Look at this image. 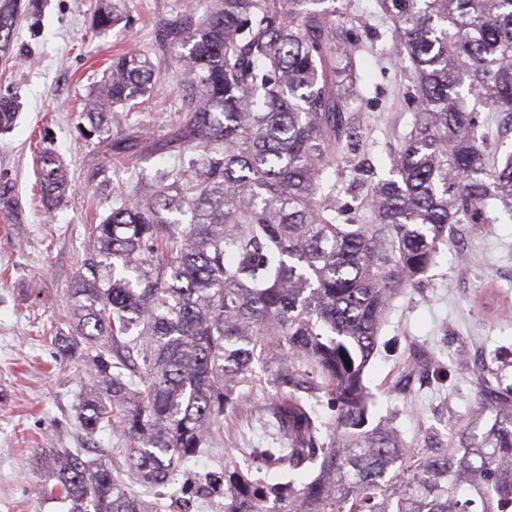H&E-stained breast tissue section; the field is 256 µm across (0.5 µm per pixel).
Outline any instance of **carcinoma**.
<instances>
[{"mask_svg":"<svg viewBox=\"0 0 512 512\" xmlns=\"http://www.w3.org/2000/svg\"><path fill=\"white\" fill-rule=\"evenodd\" d=\"M127 0H101L97 31ZM177 29L181 115L143 149L179 164L142 173L90 227L94 250L68 288V332L51 343L82 359L78 408L88 437L110 427L112 466L62 448L45 455L36 493L67 512H512L509 365L473 362L479 403L460 450L404 438L373 418L365 383L393 298L436 264L457 224L512 218V0H210ZM18 0H0V57ZM392 31L362 41L360 28ZM409 62L410 129L389 151L390 178L361 207L336 205L367 172L358 55ZM156 86L149 59L112 58L80 112L84 135L125 121ZM472 95L484 116L463 105ZM0 94V133L17 119ZM333 170L336 179L325 177ZM67 173L41 157L39 189L59 202ZM350 363H345L343 356ZM276 386L265 407L281 448H244L195 471L224 417L252 394L255 367ZM406 368L442 382L431 356Z\"/></svg>","mask_w":512,"mask_h":512,"instance_id":"cac0c4a2","label":"carcinoma"}]
</instances>
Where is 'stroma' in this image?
Returning <instances> with one entry per match:
<instances>
[{
    "instance_id": "1",
    "label": "stroma",
    "mask_w": 512,
    "mask_h": 512,
    "mask_svg": "<svg viewBox=\"0 0 512 512\" xmlns=\"http://www.w3.org/2000/svg\"><path fill=\"white\" fill-rule=\"evenodd\" d=\"M99 0H21L9 60L0 59V90L13 93L20 117L0 134V512H65L35 492L44 479L46 445L82 448L77 407L87 374L77 362L57 363L49 338L65 327L67 288L93 249L88 227L100 223L115 197L132 190L136 175L154 172L146 152L104 154L99 137L77 129L82 103L107 76L113 55L129 50L150 58L159 75L150 96L137 100L127 124L112 138L165 137L180 112V41L168 37L175 21L202 18L208 0H128L125 26L99 33L91 16ZM372 129L368 151L374 179L389 176L391 127L406 129L411 114L398 89L407 87L402 64L382 66L362 56L358 65ZM66 168L68 188L50 208L36 191L40 151ZM501 297L496 314L478 304L484 288ZM486 364L512 359V218L474 229L459 225L442 247L423 286L399 295L379 336L366 383L379 413L397 412L406 438L422 431L452 435L465 428L477 404L472 369L456 365L460 346ZM433 354L449 373L431 387L406 377L402 351ZM254 394L243 410L224 418L219 448L241 458L246 448H277L281 441L264 408L276 389L256 371Z\"/></svg>"
}]
</instances>
